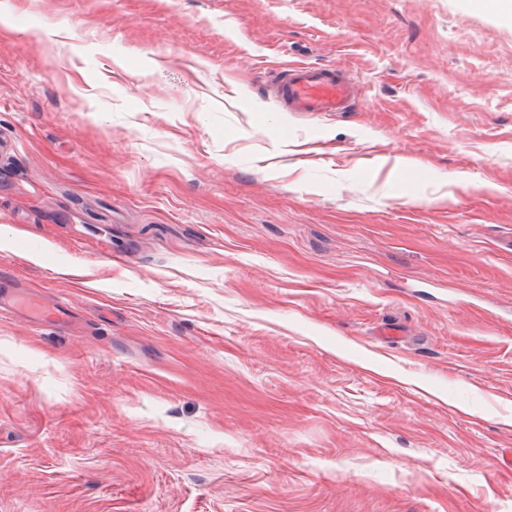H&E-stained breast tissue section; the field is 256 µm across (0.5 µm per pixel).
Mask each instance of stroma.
I'll return each instance as SVG.
<instances>
[{"instance_id": "stroma-1", "label": "stroma", "mask_w": 512, "mask_h": 512, "mask_svg": "<svg viewBox=\"0 0 512 512\" xmlns=\"http://www.w3.org/2000/svg\"><path fill=\"white\" fill-rule=\"evenodd\" d=\"M0 237V512H512L496 10L0 0ZM270 91L286 112H348L359 97V82L336 65L299 64L271 79ZM18 307L24 308L29 318L39 320L46 325L59 323L61 321L62 313L57 307L47 308L35 300H23L19 302Z\"/></svg>"}]
</instances>
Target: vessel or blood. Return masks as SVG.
Returning <instances> with one entry per match:
<instances>
[{"mask_svg":"<svg viewBox=\"0 0 512 512\" xmlns=\"http://www.w3.org/2000/svg\"><path fill=\"white\" fill-rule=\"evenodd\" d=\"M270 90L288 112H346L359 97V82L347 69L336 65L299 64L278 73ZM29 317L44 324L60 322L59 308H47L34 300L21 303Z\"/></svg>","mask_w":512,"mask_h":512,"instance_id":"b4317fda","label":"vessel or blood"}]
</instances>
